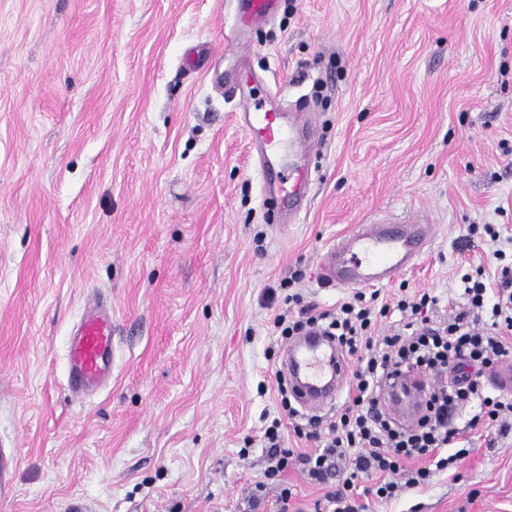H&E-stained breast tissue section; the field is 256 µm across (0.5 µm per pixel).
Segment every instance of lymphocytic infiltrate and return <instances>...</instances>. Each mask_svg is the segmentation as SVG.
Returning <instances> with one entry per match:
<instances>
[{
	"mask_svg": "<svg viewBox=\"0 0 512 512\" xmlns=\"http://www.w3.org/2000/svg\"><path fill=\"white\" fill-rule=\"evenodd\" d=\"M485 232L496 245L499 279L488 287L483 276L463 275L460 297L464 304L443 322L428 315L439 296L416 293L396 303L401 315L393 333L379 336L375 328L386 313L378 292H357L335 311L303 305L286 309L273 321L275 333L289 339L304 329L323 327L351 362L347 398L339 415L325 420L282 398L285 420H273L261 437L266 477H274L288 464H297L317 485L326 486L327 512H359L355 483L370 482L378 499L390 501L406 491L430 483L435 473L464 457L456 443L460 433L456 417L468 416L469 427L498 424L508 431L512 398L488 389L483 377L494 363L512 357V264L492 225H470V234ZM400 373H421L432 382L428 413L418 427L405 430L387 415L382 403L384 385ZM290 421L296 434L324 427L328 436L310 451L285 447L280 427ZM348 471L335 485L338 468Z\"/></svg>",
	"mask_w": 512,
	"mask_h": 512,
	"instance_id": "1",
	"label": "lymphocytic infiltrate"
}]
</instances>
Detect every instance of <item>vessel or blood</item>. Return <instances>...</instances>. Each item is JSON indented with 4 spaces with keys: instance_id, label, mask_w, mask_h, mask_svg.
Listing matches in <instances>:
<instances>
[{
    "instance_id": "obj_1",
    "label": "vessel or blood",
    "mask_w": 512,
    "mask_h": 512,
    "mask_svg": "<svg viewBox=\"0 0 512 512\" xmlns=\"http://www.w3.org/2000/svg\"><path fill=\"white\" fill-rule=\"evenodd\" d=\"M244 128L263 145L262 167L266 182L276 184L280 205L299 208L294 184L305 178L304 169L282 173L271 158L282 143L297 149L306 143L295 132L285 130L271 112H248ZM430 225L422 216L405 220L389 214L375 216L358 224L326 251L322 262V281L333 288H362L390 281L396 273L414 266L427 251ZM285 366L292 390L299 402L310 408L330 405L344 388L348 364L333 340L321 328L306 331L289 344ZM112 377V318L92 302L67 344V378L75 396L97 390ZM494 391L512 396V361H501L485 374ZM428 390L427 380L419 375L398 378L386 398L388 412L399 422H416ZM18 465L15 449L0 448V494L5 493Z\"/></svg>"
}]
</instances>
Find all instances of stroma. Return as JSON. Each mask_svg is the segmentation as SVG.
Returning a JSON list of instances; mask_svg holds the SVG:
<instances>
[{
    "mask_svg": "<svg viewBox=\"0 0 512 512\" xmlns=\"http://www.w3.org/2000/svg\"><path fill=\"white\" fill-rule=\"evenodd\" d=\"M0 0V512H315L264 480L283 417L278 286L333 309L319 258L379 212L429 216L384 301L448 299L512 238V0ZM306 111L312 184L278 228L243 105ZM112 312V382L76 398L66 338ZM459 465L365 512H512V431L455 422ZM249 455H242V448ZM292 490L288 507L278 497ZM18 465V455L14 448H0V494L10 486L12 475Z\"/></svg>",
    "mask_w": 512,
    "mask_h": 512,
    "instance_id": "stroma-1",
    "label": "stroma"
}]
</instances>
